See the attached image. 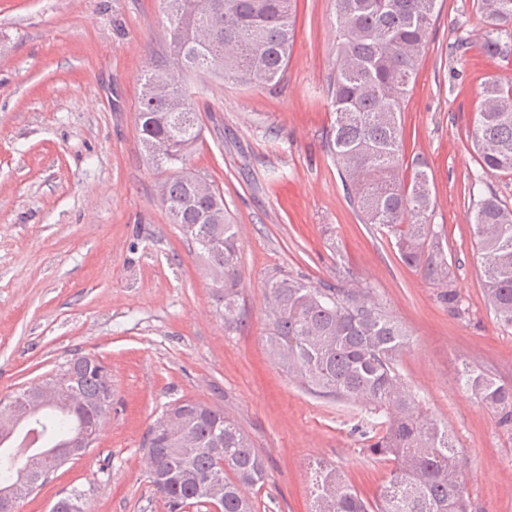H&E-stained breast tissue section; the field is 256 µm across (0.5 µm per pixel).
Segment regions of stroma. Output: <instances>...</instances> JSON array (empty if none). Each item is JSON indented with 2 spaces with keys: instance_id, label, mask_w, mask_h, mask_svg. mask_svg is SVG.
<instances>
[{
  "instance_id": "35a3bbf8",
  "label": "stroma",
  "mask_w": 512,
  "mask_h": 512,
  "mask_svg": "<svg viewBox=\"0 0 512 512\" xmlns=\"http://www.w3.org/2000/svg\"><path fill=\"white\" fill-rule=\"evenodd\" d=\"M295 21L279 85L190 80L203 139L189 166L238 226L241 322L229 329L138 146L140 78L169 60L160 0H0V397L82 354L112 378L96 443L15 512H50L74 489L89 490L88 512H166L144 438L188 398L232 415L264 458L257 512H311L318 462L375 496L391 465L365 448L372 418L268 357L262 292L281 276L372 288L409 330L405 381L463 451L471 512H512V426L462 380L473 367L512 383V329L484 301L469 193L479 97L488 80H512V51L483 52L474 0H439L402 124L407 157L429 164L431 222L452 263L442 287L400 261L385 228L361 223L326 153L333 0H297Z\"/></svg>"
}]
</instances>
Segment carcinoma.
<instances>
[{"instance_id": "1", "label": "carcinoma", "mask_w": 512, "mask_h": 512, "mask_svg": "<svg viewBox=\"0 0 512 512\" xmlns=\"http://www.w3.org/2000/svg\"><path fill=\"white\" fill-rule=\"evenodd\" d=\"M439 0H334L336 60L328 80L334 121L326 152L336 165L352 209L364 224H378L395 238L399 259L434 283L448 284L442 232L433 229L436 207L426 163L406 162L401 112L420 66ZM168 22L171 61L143 76L137 105L139 146L165 177L160 202L170 222L198 245L224 307V323L240 321L242 288L237 225L224 194L186 163L202 140L195 101L186 82L208 74L243 86H275L285 78L295 41L294 0H161ZM491 26L483 50L508 52L502 41L512 24V0H475ZM473 146L485 175H512V82L488 81L475 118ZM482 258L485 302L498 323L512 327V208L491 192L473 207ZM269 322L266 346L282 371L310 392L347 401L386 417L367 449L392 464L389 479L372 499L334 468L313 479L312 512H470L463 483L464 458L455 439L399 370L409 346L405 324L369 288L314 286L273 277L264 285ZM99 359L78 355L51 374L58 398L0 441V512H15L8 490L20 476L41 490L61 465L52 449L112 409V387ZM466 388L512 425V384L475 369L463 374ZM30 388L0 398V414L24 410ZM170 410L195 434L191 448L163 437L158 421L146 432L150 478L166 512L206 503L205 490L224 479L222 512H256L250 490L266 478L265 460L234 418L203 402L185 399ZM61 512H86L85 493L57 500Z\"/></svg>"}]
</instances>
